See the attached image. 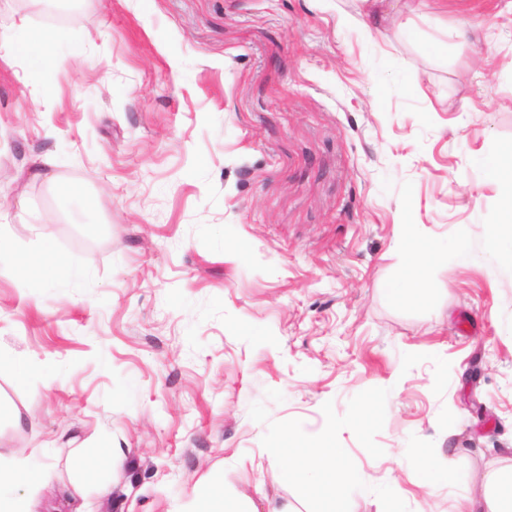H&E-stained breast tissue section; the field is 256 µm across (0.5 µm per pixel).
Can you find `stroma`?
<instances>
[{"label": "stroma", "mask_w": 512, "mask_h": 512, "mask_svg": "<svg viewBox=\"0 0 512 512\" xmlns=\"http://www.w3.org/2000/svg\"><path fill=\"white\" fill-rule=\"evenodd\" d=\"M508 1L0 0V31L46 36L0 60V356L29 367L0 370L28 414L0 453L53 456L22 491L39 512H194L214 483L322 512L280 480L298 423L335 425L371 486L352 512H392L395 485L403 512L480 501L512 466V266L482 164L512 144ZM45 224L89 273L65 293L24 265ZM406 224L438 250L424 302L389 293ZM108 445L111 497L73 487L68 456ZM434 450L431 448H419L417 451V457L419 462L422 465L429 466V476L430 481L433 483H444V484H452L453 483V474L449 467L443 468L436 466L433 463Z\"/></svg>", "instance_id": "obj_1"}]
</instances>
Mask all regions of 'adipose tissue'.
<instances>
[{
  "mask_svg": "<svg viewBox=\"0 0 512 512\" xmlns=\"http://www.w3.org/2000/svg\"><path fill=\"white\" fill-rule=\"evenodd\" d=\"M486 172L492 180L504 183L498 224L493 225L490 244L499 260L512 264V147L488 145L484 153ZM432 248L418 244L408 247L404 265L396 275L390 291L397 299H425L428 290L418 278V270L433 260ZM27 263L39 266L57 288L67 290L86 277L81 267L60 255L53 246L49 230H42ZM279 449L287 455L289 464L281 472L283 482L295 484L299 495L321 497L326 512H351L350 491L367 490L365 478L354 470L337 448L330 431L308 432L295 425L282 438ZM113 450L92 448L73 453L67 470L73 485L93 480L99 494L112 493ZM51 457L44 448H25L15 452L12 459L0 464V512H31V502L20 496L23 487L41 484L45 471L51 468Z\"/></svg>",
  "mask_w": 512,
  "mask_h": 512,
  "instance_id": "1",
  "label": "adipose tissue"
}]
</instances>
